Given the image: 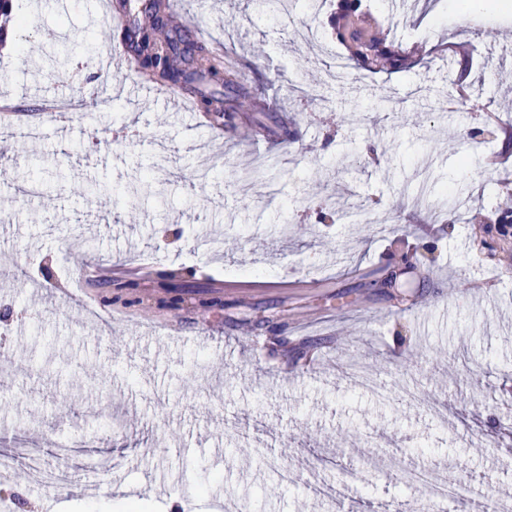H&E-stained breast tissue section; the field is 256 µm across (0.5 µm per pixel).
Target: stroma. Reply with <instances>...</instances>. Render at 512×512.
I'll use <instances>...</instances> for the list:
<instances>
[{"instance_id":"stroma-1","label":"stroma","mask_w":512,"mask_h":512,"mask_svg":"<svg viewBox=\"0 0 512 512\" xmlns=\"http://www.w3.org/2000/svg\"><path fill=\"white\" fill-rule=\"evenodd\" d=\"M170 2L195 39L244 63L235 128L172 111L152 82L125 94L137 77L119 67L82 76L87 118L58 132L40 105L66 94L72 61L119 42L116 0H17L30 24L0 47V99L40 131L0 124V307L14 311L0 325V457L21 467L31 452L75 481L105 469L94 497L22 478L0 499L99 512L122 488L145 512H410L428 492L408 478L425 470L453 479L449 512H494L512 497V252L499 248L512 225L496 222L512 169L485 164L498 138L462 133L489 108L512 120V5L361 0L411 66L337 78V0L283 16L259 0ZM457 42L469 63L448 55ZM271 154L275 199L251 177ZM143 167L151 191L131 194ZM448 191L473 207L449 216ZM349 195L379 223L338 221ZM101 267L130 276L99 282ZM322 483L343 491L315 499Z\"/></svg>"}]
</instances>
